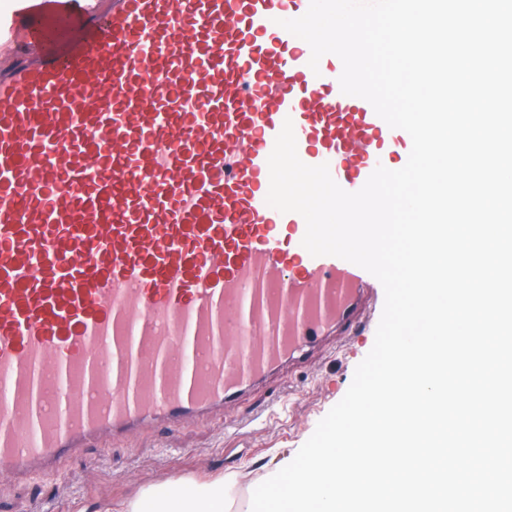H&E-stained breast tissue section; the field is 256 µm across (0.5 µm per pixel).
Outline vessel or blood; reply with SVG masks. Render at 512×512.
<instances>
[{
  "label": "vessel or blood",
  "mask_w": 512,
  "mask_h": 512,
  "mask_svg": "<svg viewBox=\"0 0 512 512\" xmlns=\"http://www.w3.org/2000/svg\"><path fill=\"white\" fill-rule=\"evenodd\" d=\"M310 0H18L0 20V472L204 420L377 327L381 283L267 202L299 158L349 192L410 135L279 22Z\"/></svg>",
  "instance_id": "b4317fda"
}]
</instances>
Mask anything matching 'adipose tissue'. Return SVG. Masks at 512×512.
Listing matches in <instances>:
<instances>
[{"instance_id": "obj_1", "label": "adipose tissue", "mask_w": 512, "mask_h": 512, "mask_svg": "<svg viewBox=\"0 0 512 512\" xmlns=\"http://www.w3.org/2000/svg\"><path fill=\"white\" fill-rule=\"evenodd\" d=\"M232 490V479L221 476L192 486L171 482L142 489L126 512H230Z\"/></svg>"}]
</instances>
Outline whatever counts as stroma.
<instances>
[{
    "instance_id": "stroma-1",
    "label": "stroma",
    "mask_w": 512,
    "mask_h": 512,
    "mask_svg": "<svg viewBox=\"0 0 512 512\" xmlns=\"http://www.w3.org/2000/svg\"><path fill=\"white\" fill-rule=\"evenodd\" d=\"M374 333L286 369L209 421L174 431L148 429L93 446L55 474L23 481L0 475V512H123L144 487L175 479L200 483L237 478L233 512H249L254 489L269 469L292 460L318 422L346 394Z\"/></svg>"
}]
</instances>
